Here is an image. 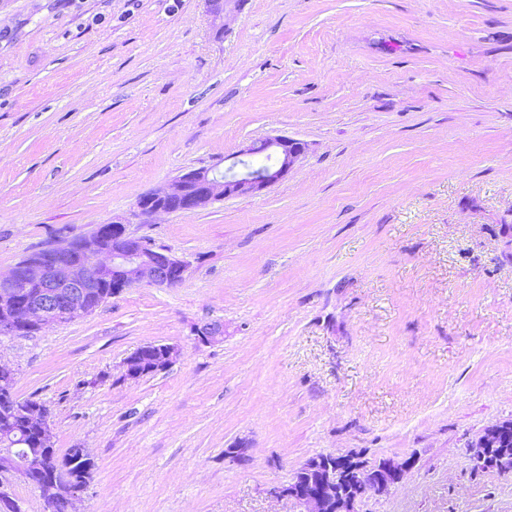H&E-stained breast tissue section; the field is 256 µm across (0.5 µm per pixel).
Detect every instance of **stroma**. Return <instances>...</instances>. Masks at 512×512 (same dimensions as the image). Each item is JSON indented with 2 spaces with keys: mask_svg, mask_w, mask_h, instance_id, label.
<instances>
[{
  "mask_svg": "<svg viewBox=\"0 0 512 512\" xmlns=\"http://www.w3.org/2000/svg\"><path fill=\"white\" fill-rule=\"evenodd\" d=\"M276 135L278 183L131 225L179 285L0 336L82 512H299L319 454L409 463L360 512H512L472 459L512 422V0H0V272ZM146 346H150L153 349L154 348L159 349L163 352L164 358H163V365L161 366V369H163V370L166 369L180 353V349L176 345L149 344ZM153 349L148 348L146 350H142V355L139 357V360L141 361V363L144 364L142 367V370L145 371L146 367L148 368L147 374L153 372V370H151V368H150L154 362L153 357H154L155 353H154ZM49 455L59 463L58 476L70 478L76 483L89 484L91 482L96 465L88 451H83L80 454L74 448H70L64 455L59 456L56 449L52 448Z\"/></svg>",
  "mask_w": 512,
  "mask_h": 512,
  "instance_id": "obj_1",
  "label": "stroma"
}]
</instances>
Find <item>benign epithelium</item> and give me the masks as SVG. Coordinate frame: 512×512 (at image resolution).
Listing matches in <instances>:
<instances>
[{
	"label": "benign epithelium",
	"mask_w": 512,
	"mask_h": 512,
	"mask_svg": "<svg viewBox=\"0 0 512 512\" xmlns=\"http://www.w3.org/2000/svg\"><path fill=\"white\" fill-rule=\"evenodd\" d=\"M306 151V144L289 136L250 143L241 155L265 154L270 164L256 176L230 167L199 168L183 172L164 186L150 190L132 218L159 214L191 213L213 202L252 196L285 178ZM131 218L114 217L109 226L95 229L79 242L75 253L66 245L54 246L41 256L0 273V334L14 336L21 329L38 332L65 319L75 321L95 311L90 293L107 281L121 292L134 284L174 287L183 279L186 264L169 251L155 247L147 238L129 232ZM37 273V293L27 294L25 267ZM197 341L211 344L224 338V324L206 323L194 329ZM29 419L40 425L45 447L54 446L49 414L37 407ZM12 435L0 436V492L8 498L9 476L16 473L18 452L10 446ZM335 456H316L320 478L309 484L274 491L305 507V512H358L363 501L355 493L365 485L366 496L381 495L400 482L406 465L392 461L377 472L356 466L336 471ZM476 464L501 473H512V422L488 429L475 444ZM44 498H60L66 512H77L84 488L61 484L53 476L35 483Z\"/></svg>",
	"instance_id": "obj_1"
}]
</instances>
